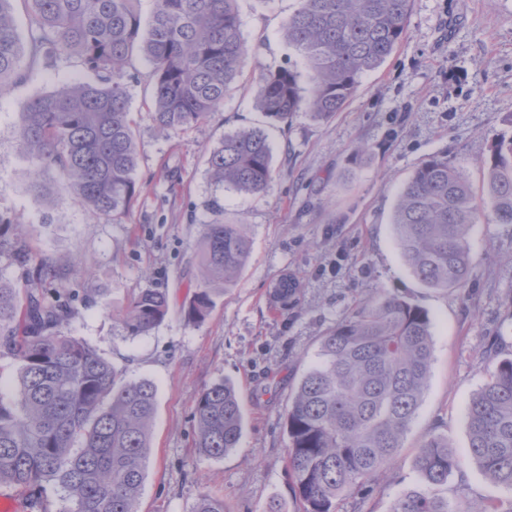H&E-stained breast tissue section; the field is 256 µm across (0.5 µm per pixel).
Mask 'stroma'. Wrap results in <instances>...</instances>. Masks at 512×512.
Masks as SVG:
<instances>
[{
    "mask_svg": "<svg viewBox=\"0 0 512 512\" xmlns=\"http://www.w3.org/2000/svg\"><path fill=\"white\" fill-rule=\"evenodd\" d=\"M238 7L255 60L205 124L158 133L147 116L150 66L133 58L127 94L138 119L141 190L122 223L104 222L70 197L39 200L27 190L17 141L22 104L86 81L87 73L65 57L47 68L25 58L29 79L0 94V213L20 224L37 253L71 267L75 316L63 334L124 367L126 379L157 388L137 512H192L204 491L223 498L224 512H265L273 500L299 512L287 471L295 384L317 362L321 336L381 292L428 313L432 363L396 464L369 496L341 497L336 512H391L400 495L422 486L413 459L435 434L461 458L469 500L512 499L469 459L466 429L468 404L490 378V356H512V224L473 226L467 283L448 289L420 282L390 224L404 183L440 154L467 174L477 205L488 210L484 162L495 140L512 134V0H411L405 38L363 76L342 112L326 122L300 113L282 128L266 127L255 106L254 69L308 75L283 36L297 0H239ZM261 126L273 154L266 192L216 186L211 149L224 134ZM360 143L368 157L355 154ZM215 202L225 221L246 225L251 250L233 286L193 324L184 310L197 281L200 229ZM284 273L298 276L300 299L281 316L270 285ZM144 288L166 291L169 312L149 334L131 336L117 312ZM90 290L105 305L85 306ZM221 379L238 390L244 429L237 448L206 459L194 446V411L200 393Z\"/></svg>",
    "mask_w": 512,
    "mask_h": 512,
    "instance_id": "stroma-1",
    "label": "stroma"
}]
</instances>
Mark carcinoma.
<instances>
[{"label":"carcinoma","instance_id":"carcinoma-1","mask_svg":"<svg viewBox=\"0 0 512 512\" xmlns=\"http://www.w3.org/2000/svg\"><path fill=\"white\" fill-rule=\"evenodd\" d=\"M26 10L29 53L50 67L65 55L95 77L37 94L21 112L20 154L29 191L51 192L46 175L61 177L56 193L72 197L118 224L139 192L137 120L126 84L129 60L150 65L154 105L149 118L162 133L204 124L224 106L247 66L238 0H155L143 22L141 0H0V91L26 80L14 3ZM284 26L288 44L308 58V89L289 67L259 72L255 102L269 126L299 112L327 121L341 111L364 75L380 67L404 38L411 0H298ZM489 216L512 224V137L501 136L485 161ZM218 184L259 194L272 180V151L261 128L226 134L210 151ZM473 204L466 174L436 155L404 184L391 224L399 252L430 288H462L468 277L469 232L488 216ZM0 214V260L22 271L24 286L0 268V358L18 362L10 397L0 395V484L33 492L30 512H48L47 492L74 501L70 512H137L150 449L156 388L127 381L123 369L85 341L64 336L72 317L65 289L47 301L43 283L64 284L68 265L35 254ZM250 239L243 224L218 215L201 225V273L185 311L201 323L245 264ZM299 279L273 285L286 314ZM168 313L166 292L133 294L118 320L130 336L148 334ZM431 323L421 308L380 293L321 337L318 361L297 383L286 415L287 466L302 512H336L348 491L372 492L371 482L396 464L420 406L432 360ZM469 455L497 485L512 489V358L494 361L489 381L468 405ZM199 454L222 458L238 446L243 415L234 386L205 388L195 407ZM427 489L399 497L391 512H450L431 491L459 478L462 463L442 436L429 437L414 457ZM192 512H224V500L199 495ZM457 512H512V502L464 500Z\"/></svg>","mask_w":512,"mask_h":512}]
</instances>
